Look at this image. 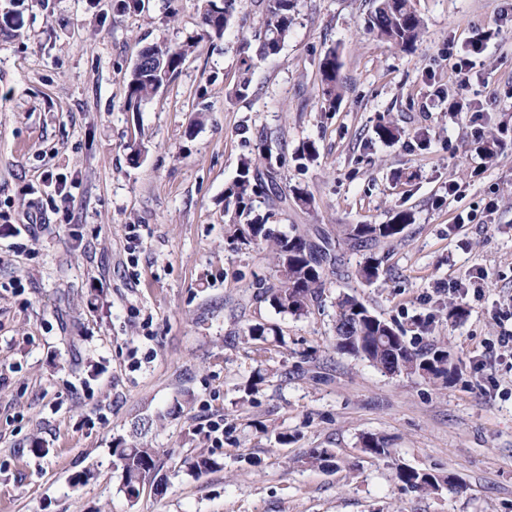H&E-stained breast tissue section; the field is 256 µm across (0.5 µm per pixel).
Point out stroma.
Wrapping results in <instances>:
<instances>
[{
    "label": "stroma",
    "instance_id": "stroma-1",
    "mask_svg": "<svg viewBox=\"0 0 512 512\" xmlns=\"http://www.w3.org/2000/svg\"><path fill=\"white\" fill-rule=\"evenodd\" d=\"M114 2L0 0L21 23L0 33V512H512V349L499 342L512 320V26H495L512 0H412L425 31L411 54L367 30L373 0H295L288 42L248 68L239 45L265 4L241 0L223 39L202 40L139 112L125 97L140 51L200 33L198 2L121 15ZM481 33L458 90L452 65ZM330 48L344 97L323 112ZM458 91L484 112L495 158L449 112ZM388 123L400 140L377 139ZM307 140L318 153L302 167ZM265 143L277 182L311 196L279 205L274 230L329 237L341 256L299 317L256 300L271 260L224 236V190ZM403 210L414 220L389 243L356 249L338 232ZM468 212L476 222L457 223ZM369 256L380 277L363 285ZM343 292L407 340L428 323L448 380L338 352ZM256 322L280 332L263 355L242 335ZM147 417L139 441L165 449L167 485L131 499L111 448ZM365 433L389 455L365 452ZM310 448L333 449L335 468L298 464ZM199 454L217 468L190 473ZM400 465L456 487L413 491Z\"/></svg>",
    "mask_w": 512,
    "mask_h": 512
}]
</instances>
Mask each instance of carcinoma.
I'll return each instance as SVG.
<instances>
[{"label":"carcinoma","mask_w":512,"mask_h":512,"mask_svg":"<svg viewBox=\"0 0 512 512\" xmlns=\"http://www.w3.org/2000/svg\"><path fill=\"white\" fill-rule=\"evenodd\" d=\"M238 0H202L200 27L202 34L190 36L179 44L155 43L144 49L145 61L131 70L126 90V111L139 112L145 102L154 97L178 71L186 58L198 46L199 39H221L230 26ZM293 0H266L265 14L252 38H245L240 51L248 59L266 58L277 53L288 40L293 26ZM366 28L378 39L412 53L422 38L423 21L412 6V0H375L374 9L366 19ZM341 64L336 49L328 50L319 63L320 83L317 98L323 112H334L343 95ZM280 203L288 202L293 193L303 204L310 199L299 190L282 188L273 176H264L257 160H241L238 178L224 190V212L229 214L225 234L233 242L265 248L274 266V281L262 286L255 298L268 303L279 314L301 316L308 312L311 302L321 296L326 287L323 264L339 261L331 254L330 242L313 244L300 232H275L269 221L275 212L257 210L254 197L265 188ZM412 221L411 213L399 212L386 224H346L343 235L355 248H366L396 238ZM380 276V263L366 259L356 271V277L370 284ZM277 335L274 327L256 322L247 325L244 337L266 344L269 336ZM336 335L345 337L336 343L344 354L361 358L382 373L398 371L415 375L424 371L430 380L448 379V351L437 342L422 344L408 341L405 331L397 325L374 315L356 296L343 294L336 301ZM361 447L376 456L390 454L386 439L373 433L361 436ZM116 465L122 470L123 488L129 497L139 493L141 486L163 487L159 478L160 450L144 445H127L118 441L112 448ZM335 455L329 448H311L298 462L317 468L334 466ZM217 466L215 460L199 454L188 461L194 474L208 472ZM395 478L403 485L423 492L438 491L442 486L453 488L448 478L399 466Z\"/></svg>","instance_id":"cac0c4a2"}]
</instances>
